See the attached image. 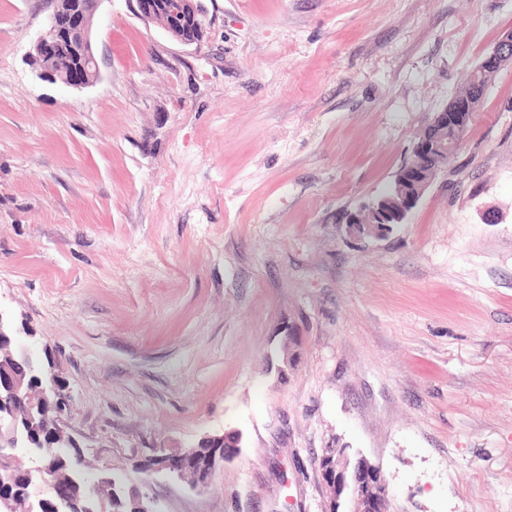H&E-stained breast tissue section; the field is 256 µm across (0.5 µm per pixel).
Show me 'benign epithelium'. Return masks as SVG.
<instances>
[{
  "instance_id": "7a95c632",
  "label": "benign epithelium",
  "mask_w": 512,
  "mask_h": 512,
  "mask_svg": "<svg viewBox=\"0 0 512 512\" xmlns=\"http://www.w3.org/2000/svg\"><path fill=\"white\" fill-rule=\"evenodd\" d=\"M136 3L142 17L153 20L159 15L162 16L164 30L178 43L185 46L199 43L194 33L205 27L206 19L201 0H136ZM74 33L81 34L83 40L82 47L77 50L79 66L67 75L63 84L70 88L82 89L91 85L86 63L92 59L91 50L87 49V45L90 44V28L82 10H56L50 15L44 32L35 44V60L45 59L63 36ZM506 60L512 61V32L499 40L476 70H490ZM482 86L483 83L475 82V91L471 96L454 102L450 109L445 107L434 113L429 128L435 131V134L429 137L423 135L413 145L410 159L398 171L390 190V193L399 196L397 208H387L386 198L380 196L364 205L360 213L350 218L351 226H362V216L365 214L372 217L373 226L378 233L385 231L390 224L404 223L430 184L428 174L421 165V158L445 155L462 145L459 115L462 112L472 113L479 109L484 98ZM403 182L417 185V194H402L400 184ZM2 386L10 391L11 409L33 413L34 405L26 390L23 366H18L15 371H6L4 377L0 378V387ZM207 440L223 446V452L212 457L197 445L178 453H168L161 448L153 456L154 463L147 475L163 472L178 479L188 477L195 489L207 490L216 467L231 458L237 447V443L228 441L224 436H209ZM34 452L38 459V479L34 482V488L43 494L51 495L53 499L68 500L72 495L71 488L59 482L51 471L52 462L57 456L55 447L51 444L41 445L35 448ZM321 468L324 482L333 491L331 512H386L389 485L379 467L366 457H356L351 449L344 448L334 459L323 458Z\"/></svg>"
}]
</instances>
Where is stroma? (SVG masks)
<instances>
[{
	"label": "stroma",
	"instance_id": "stroma-1",
	"mask_svg": "<svg viewBox=\"0 0 512 512\" xmlns=\"http://www.w3.org/2000/svg\"><path fill=\"white\" fill-rule=\"evenodd\" d=\"M56 3L0 0V313L55 362L84 477L160 512H331L349 447L387 512H512V65L406 223L347 224L512 0H202L191 46L100 0L83 89L32 63ZM223 433L210 490L139 483Z\"/></svg>",
	"mask_w": 512,
	"mask_h": 512
}]
</instances>
